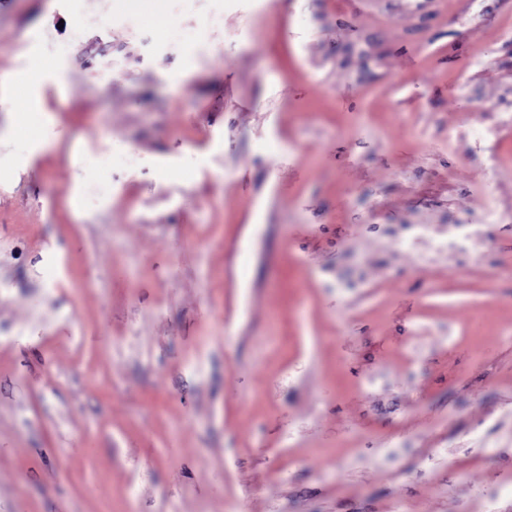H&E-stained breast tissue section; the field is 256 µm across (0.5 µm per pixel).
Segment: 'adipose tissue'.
<instances>
[{"mask_svg":"<svg viewBox=\"0 0 512 512\" xmlns=\"http://www.w3.org/2000/svg\"><path fill=\"white\" fill-rule=\"evenodd\" d=\"M48 78L47 71L36 68L20 72L13 80L0 83V110L10 114L13 124L28 130L31 149L35 152L44 151L48 146L47 140L39 134L32 122L33 116L44 110L41 87ZM19 84L29 89L28 95L21 101L13 95L14 87Z\"/></svg>","mask_w":512,"mask_h":512,"instance_id":"adipose-tissue-1","label":"adipose tissue"}]
</instances>
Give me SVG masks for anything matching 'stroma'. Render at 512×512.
Returning <instances> with one entry per match:
<instances>
[{
  "instance_id": "obj_1",
  "label": "stroma",
  "mask_w": 512,
  "mask_h": 512,
  "mask_svg": "<svg viewBox=\"0 0 512 512\" xmlns=\"http://www.w3.org/2000/svg\"><path fill=\"white\" fill-rule=\"evenodd\" d=\"M34 61L0 512H512V0H0Z\"/></svg>"
}]
</instances>
